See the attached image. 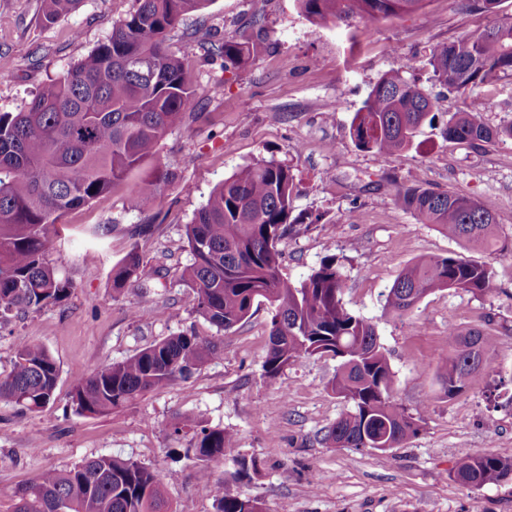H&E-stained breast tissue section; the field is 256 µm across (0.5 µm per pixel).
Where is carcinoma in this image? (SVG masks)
Masks as SVG:
<instances>
[{
    "mask_svg": "<svg viewBox=\"0 0 512 512\" xmlns=\"http://www.w3.org/2000/svg\"><path fill=\"white\" fill-rule=\"evenodd\" d=\"M79 0H45L44 18L57 20ZM209 0H138L137 10L112 24L106 42L63 78L39 91L20 112L0 113V315L39 310L62 302L70 284L46 261L52 247L48 226L67 211L109 193L156 157L167 132L187 116L195 90L183 64L166 46V33ZM300 13L318 25L380 20L423 7L425 0H297ZM469 14L499 11L502 0H460ZM232 75L254 60L257 45L226 36L214 47ZM428 64L434 84L466 96L498 74L512 72V15L492 27L433 48ZM435 97L403 68L385 73L355 112L354 145L379 155L396 154L413 142L417 129L433 123ZM489 103L470 102L444 124V139L470 144L512 138V123L493 129L480 116ZM173 175L157 165L130 190L137 210L156 199ZM296 188L293 169L259 158L210 195L186 225L191 263L183 280L192 291V311L219 330L250 317L256 303L271 308L263 364L271 378L302 358L330 354L336 373L328 387L350 405L325 440L338 448H394L419 429L425 408L413 415L392 396V371L374 324L342 302L345 275L334 256L297 285L280 274L278 244L288 233L322 221L319 213L291 217ZM395 201L422 224H431L473 247L492 251L500 227L497 213L477 199L438 192L420 181L400 185ZM146 275L136 250L112 267L120 289ZM485 295L496 289L491 269L461 256L419 258L394 280L385 313L408 319L425 296L437 290ZM496 354L491 337L479 330H448L445 382L460 391ZM223 356L193 332L153 343L139 353L74 380L72 407L79 415L106 416L137 397L189 376ZM59 369L34 343L18 346L11 371L0 376V401L36 412L54 399ZM233 437L222 429L194 430L187 452L201 463L199 479L216 512H263L262 503L214 481L206 464L224 458ZM512 474V461L494 454L464 453L454 479L465 485L495 484ZM15 494L14 512H174L160 475L130 459L98 456L65 470L42 473Z\"/></svg>",
    "mask_w": 512,
    "mask_h": 512,
    "instance_id": "obj_1",
    "label": "carcinoma"
}]
</instances>
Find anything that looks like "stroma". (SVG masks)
<instances>
[{
  "label": "stroma",
  "mask_w": 512,
  "mask_h": 512,
  "mask_svg": "<svg viewBox=\"0 0 512 512\" xmlns=\"http://www.w3.org/2000/svg\"><path fill=\"white\" fill-rule=\"evenodd\" d=\"M137 7V0H81L49 24L43 0H0V57L12 63L0 73V112L21 111ZM495 22L464 12L458 0H426L419 11L368 27L313 24L296 0H211L184 16L167 46L184 61L199 118L171 128L159 145L156 161L174 173L173 183L138 211L127 207L125 183L66 212L51 230L47 259L71 282L67 298L0 317V373L11 370L23 342L44 346L59 367L55 400L44 410L0 402V512H13L15 492L44 471L102 455L156 470L175 512H215L198 480V462L185 455L191 429L178 435L167 429L177 420L233 435L223 459L210 463L211 477L259 499L264 512H512V476L479 488L452 478L466 452L512 460V402L506 400L512 395V139L476 146L445 140L440 123L463 107L460 95L446 91L437 102V125H422L398 154L359 150L349 134L354 113L384 73L410 58L411 77L431 87L432 48ZM227 35L258 45L254 61L236 75L208 52ZM478 92L492 102L485 123H512V73ZM260 157L292 167L295 212L324 215L322 223L280 242L282 276L299 283L325 257H336L346 277L342 301L375 325L395 400L422 415L418 432L398 447L324 443L326 430L349 409L328 387L337 361L304 358L267 377L268 304L221 332L190 309L191 290L182 280L191 262L185 226L215 187ZM415 178L492 207L501 222L497 250L468 247L398 206L397 184ZM97 224L108 225L109 233L98 261L87 264L85 230ZM133 249L153 271L148 286L115 291L112 268ZM456 255L489 265L495 291L439 290L421 300L411 319L385 315L384 295L407 264ZM452 327L480 329L497 347L492 368L454 395L443 377ZM190 331L223 347V358L111 415L74 413L76 377ZM241 458L255 459L258 474L233 479Z\"/></svg>",
  "instance_id": "35a3bbf8"
}]
</instances>
